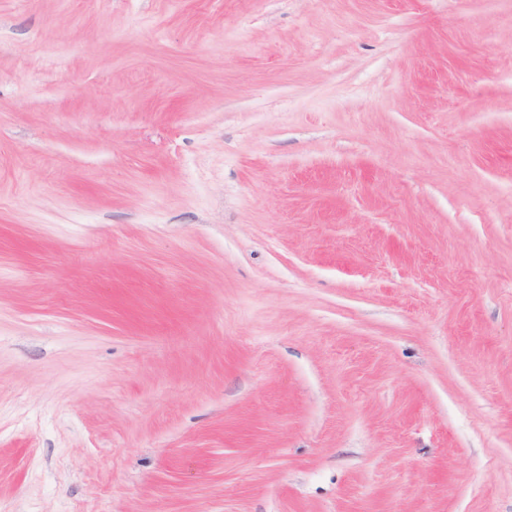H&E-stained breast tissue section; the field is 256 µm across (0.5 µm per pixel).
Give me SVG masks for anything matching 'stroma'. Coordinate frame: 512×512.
<instances>
[{
	"label": "stroma",
	"mask_w": 512,
	"mask_h": 512,
	"mask_svg": "<svg viewBox=\"0 0 512 512\" xmlns=\"http://www.w3.org/2000/svg\"><path fill=\"white\" fill-rule=\"evenodd\" d=\"M0 512H512V0H0Z\"/></svg>",
	"instance_id": "obj_1"
}]
</instances>
